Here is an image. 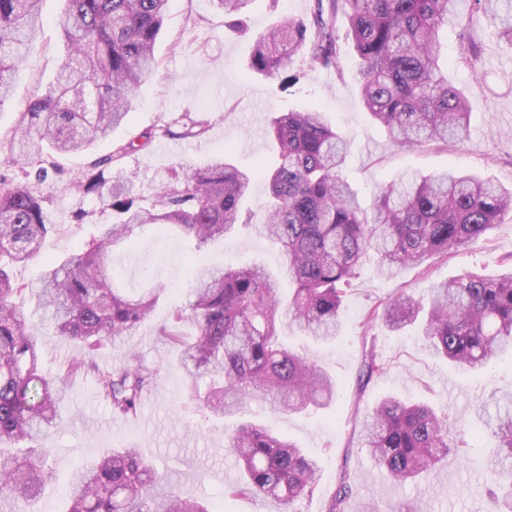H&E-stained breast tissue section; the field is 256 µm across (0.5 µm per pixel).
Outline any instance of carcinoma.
I'll use <instances>...</instances> for the list:
<instances>
[{"label": "carcinoma", "mask_w": 512, "mask_h": 512, "mask_svg": "<svg viewBox=\"0 0 512 512\" xmlns=\"http://www.w3.org/2000/svg\"><path fill=\"white\" fill-rule=\"evenodd\" d=\"M43 0H0V105L11 95L10 78L25 60L29 35L42 22ZM229 18H241L252 0H214ZM464 0H315L312 19L287 17L258 36L248 63L266 78L281 75L297 53L311 70L340 68L343 19L359 63L363 104L397 147L463 143L473 106L448 84L441 66L440 32L455 21L467 29ZM471 10L499 21L497 35L512 44V0H469ZM170 0H66L57 25L67 55L54 82L36 91L12 138L18 157L33 168L26 176L47 180L54 155L88 149L108 137L130 111L135 93L153 72L154 47ZM277 148L269 172V197L261 205L262 234L282 248L276 275L260 266L224 269L197 264L187 308L160 335L180 351L179 366L201 406L221 418L251 400L279 412L330 406L336 383L305 352L285 348L280 338L294 327L317 344L336 339L345 287L369 254L385 268L419 266L476 241L512 212V191L475 176L444 171L411 176L383 188L373 205L361 206L342 177L346 150L326 113L285 112L271 123ZM115 155L96 160L78 188L93 193L115 214L86 247L51 263L34 284L15 279L12 267L32 260L54 230L45 197L0 176V497L35 505L53 479L50 449H21L24 440H44L60 417L65 387L91 374L98 396L121 418L136 415L155 384L158 369L133 349L102 369L97 352L129 340L150 316L163 288L137 297L113 288L112 253L134 230L152 226L163 234L175 226L198 245L221 240L239 226L242 201L250 196L259 166L243 170L217 156L194 169L181 188L160 187L150 206L140 204L134 180L108 183ZM288 283V300L281 284ZM28 292L49 314L56 335L79 347L63 373H41L42 342L11 298ZM437 355L464 371L480 370L512 350V270L497 276L469 272L439 283L426 297L400 293L366 322L383 321L393 331L417 323ZM208 377L202 389L198 380ZM488 400L503 409L488 423L496 444L482 460L491 484L493 512H512V390H494ZM461 420L424 403L387 395L368 408L362 445L400 482L434 473L438 461L467 447ZM238 482L231 496H261L290 512L313 493L319 468L296 443L259 424L240 423L225 434ZM357 492L342 476L328 512H345ZM66 512H213L192 492L160 483L153 464L135 447L111 448L73 476Z\"/></svg>", "instance_id": "carcinoma-1"}]
</instances>
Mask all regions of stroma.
I'll return each instance as SVG.
<instances>
[{
  "mask_svg": "<svg viewBox=\"0 0 512 512\" xmlns=\"http://www.w3.org/2000/svg\"><path fill=\"white\" fill-rule=\"evenodd\" d=\"M63 6V0H45L42 25L13 79V94L0 106V174L16 181H24L25 175L14 159L11 139L30 96L49 86L66 52L55 22ZM312 7V0H254L241 34L212 0H171L165 29L155 46L158 68L139 87L124 123L87 151L59 157V170L52 176L45 203L54 230L37 257L14 267L17 280L36 281L48 263L83 249L100 225L112 223V212L99 197L75 187L80 172L92 161L115 155L107 177L118 180L135 175L140 196L150 199L159 187L182 186L192 169L224 152L242 169H253L260 161L273 166L270 120L283 112L328 115L347 145L343 176L366 208L382 186L406 173L428 175L451 167L512 188V44L498 38L487 14L472 13L468 39H460L453 27L440 34L448 78L474 103L468 138L445 150L435 145L393 147L362 104L357 63L350 55H343L340 69L317 71L309 69L306 55H296L281 81L248 71L254 38L281 16L308 17ZM193 120L203 122L204 133L184 137L186 123ZM147 133L152 136L147 147L119 154V147ZM266 192L267 180L259 178L253 198L242 206L251 215L252 227L224 240L200 248L183 236L161 238L147 228L135 231L132 245L115 248L112 266L117 287L135 296L158 281L166 292L130 344L102 350L98 361L100 366H110L122 360L127 346H134L142 359L157 366V381L138 416L127 420L113 417L99 398L93 378L68 385L62 421L48 440L56 480L38 503L39 512H63V493L73 473L92 464L106 449L128 445L136 446L156 465L169 488L194 491L222 512H279L278 504L267 499L225 496V487L239 478L235 460L224 446L227 423L190 398L177 366L178 353L159 334L175 312L185 308L194 265L234 269L260 264L279 271L281 255L257 229L264 221L260 202ZM81 210L86 216L79 223L74 216ZM510 266L511 212L502 215L480 240L450 256H433L420 266L383 273L376 257H368L351 281L341 330L333 344L317 346L296 328L282 335L285 346L306 351L335 377V405L288 414L254 401L236 420L263 423L316 457V488L312 496L297 502L298 512H328L345 472L354 476L360 489L350 499L348 512H363L368 502L376 512H490L481 460L494 440L473 414L488 391L512 390V354H504L488 368L465 372L430 351L419 326L393 331L380 322L366 324L365 317L399 292L419 298L440 281L465 271L497 274ZM14 302L38 327L43 373H55L75 357L74 347L44 323L32 296L23 293ZM371 351L383 369L367 379L361 375V366L365 353ZM388 394L468 419L466 456L452 454L443 459L429 482H394L360 446L364 409Z\"/></svg>",
  "mask_w": 512,
  "mask_h": 512,
  "instance_id": "stroma-1",
  "label": "stroma"
}]
</instances>
